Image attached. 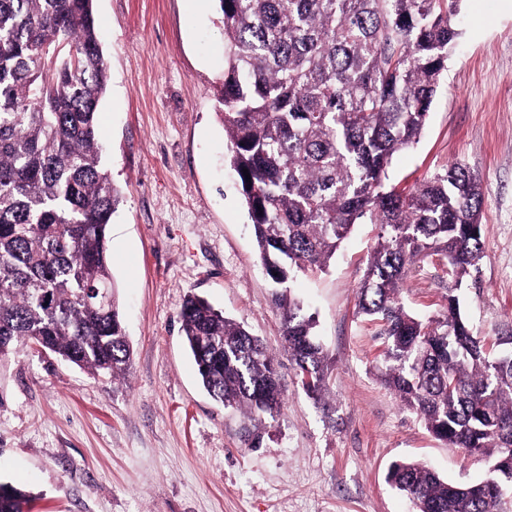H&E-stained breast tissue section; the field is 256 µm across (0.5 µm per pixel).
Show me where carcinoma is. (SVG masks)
<instances>
[{"label":"carcinoma","mask_w":512,"mask_h":512,"mask_svg":"<svg viewBox=\"0 0 512 512\" xmlns=\"http://www.w3.org/2000/svg\"><path fill=\"white\" fill-rule=\"evenodd\" d=\"M215 2L225 36L217 103L266 275L289 289L324 270L354 225H378L358 310L381 322V380L437 439L490 471L453 484L396 461L388 481L416 512H504L512 349L489 357L455 295L427 320L400 301L429 256L458 281L478 269L479 174L456 162L408 192L388 183L394 155L425 127L460 35V0ZM92 3L0 0V354L31 344L116 379L132 352L108 248L120 194L102 162L107 66ZM277 301L285 350L318 401L329 367L314 318L289 293ZM180 317L213 399L251 419L280 411L277 364L257 337L198 295ZM28 498L0 483V512H23Z\"/></svg>","instance_id":"carcinoma-1"}]
</instances>
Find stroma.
<instances>
[{
  "label": "stroma",
  "instance_id": "stroma-1",
  "mask_svg": "<svg viewBox=\"0 0 512 512\" xmlns=\"http://www.w3.org/2000/svg\"><path fill=\"white\" fill-rule=\"evenodd\" d=\"M93 5L108 68L98 122L120 193L111 270L133 358L114 380L32 347L0 356V482L31 493L29 512H414L386 481L392 461L454 483L486 479L485 463L432 436L380 379L379 324L357 307L374 225H354L328 269L296 284L330 366L322 403L302 388L226 162L215 0ZM455 22L462 36L426 128L390 179L408 190L457 161L478 171L486 251L461 294L495 353L512 335V0H462ZM451 286L433 256L400 298L428 318ZM190 293L278 361L285 404L260 423L259 447L243 413L199 382L181 331Z\"/></svg>",
  "mask_w": 512,
  "mask_h": 512
}]
</instances>
